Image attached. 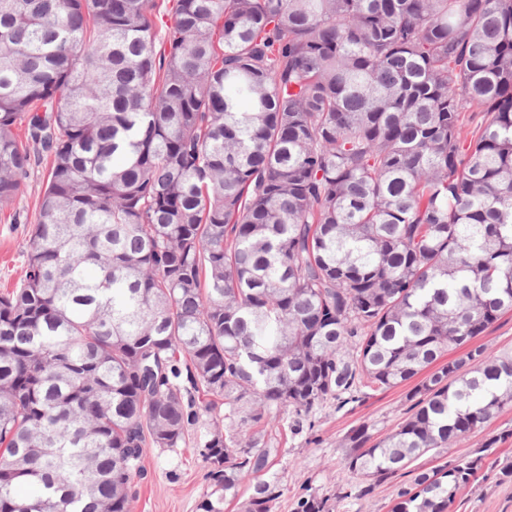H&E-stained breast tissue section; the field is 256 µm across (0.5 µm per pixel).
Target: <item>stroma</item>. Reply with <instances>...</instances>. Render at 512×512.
<instances>
[{
    "label": "stroma",
    "instance_id": "stroma-1",
    "mask_svg": "<svg viewBox=\"0 0 512 512\" xmlns=\"http://www.w3.org/2000/svg\"><path fill=\"white\" fill-rule=\"evenodd\" d=\"M49 165V157L41 156L16 201L0 209V294L12 291L24 276L28 239ZM414 386L410 380L390 388L362 387L353 401L331 400L316 409L310 424L298 432L281 428L273 465L265 474L280 490L272 512H294L297 497L306 492L327 500L335 512H391L399 488L410 483V475L351 478L346 469L351 451L344 440L359 426L366 427L375 441L391 433L412 408ZM209 429L204 419L180 447L147 449L144 476L135 482L131 512H199L210 481L209 467L195 442ZM491 435L500 438L494 459L482 468L478 481L458 492L455 512H512V475L506 471L512 465V408L494 419L486 431L461 445L426 454L415 463L425 470L476 457Z\"/></svg>",
    "mask_w": 512,
    "mask_h": 512
}]
</instances>
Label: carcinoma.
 <instances>
[{
  "label": "carcinoma",
  "instance_id": "1",
  "mask_svg": "<svg viewBox=\"0 0 512 512\" xmlns=\"http://www.w3.org/2000/svg\"><path fill=\"white\" fill-rule=\"evenodd\" d=\"M40 152L0 512H130L146 449L219 400L201 512L360 383L423 375L392 434L345 439L361 477L512 406V354L471 346L512 312V0H0L1 209ZM480 463L391 512H451Z\"/></svg>",
  "mask_w": 512,
  "mask_h": 512
}]
</instances>
